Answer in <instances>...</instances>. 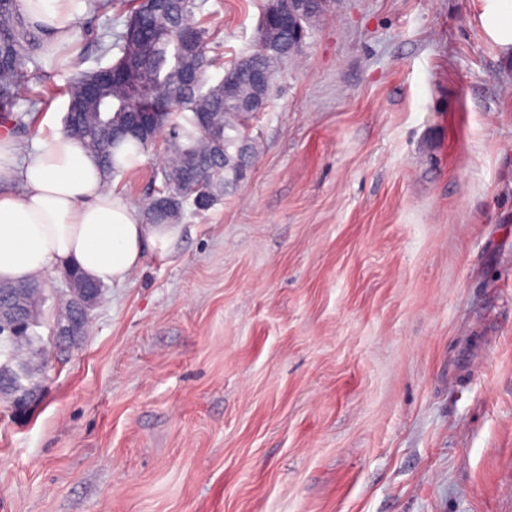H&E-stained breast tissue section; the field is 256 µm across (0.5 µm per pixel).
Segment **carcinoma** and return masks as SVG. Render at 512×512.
I'll list each match as a JSON object with an SVG mask.
<instances>
[{
	"label": "carcinoma",
	"instance_id": "cac0c4a2",
	"mask_svg": "<svg viewBox=\"0 0 512 512\" xmlns=\"http://www.w3.org/2000/svg\"><path fill=\"white\" fill-rule=\"evenodd\" d=\"M16 3L0 0V119L26 128L37 121L47 98L45 91L30 87L36 77L26 67V54L37 35ZM204 7L205 0H165L163 9L155 10L145 0H128L122 28H104L97 45L103 57L117 51L109 63L113 69L141 71L140 92L131 94L128 83L118 79L100 81L99 68L77 71L68 84L64 131L100 163L107 180L124 170L121 160L131 161L156 143L158 127L169 125L176 113L183 115L185 123L173 125L166 139L161 186L145 211L148 224H177L185 204L206 210L226 187L242 182L254 146L242 131L244 112L237 103L266 97L267 86L257 83V74L292 47L288 25L260 28L252 58L234 62L215 84L203 79L189 87L184 72L192 68L199 74L208 66L211 34ZM138 112L157 113L155 127L143 135L129 132ZM1 297L17 301L21 320L40 321L37 284H1Z\"/></svg>",
	"mask_w": 512,
	"mask_h": 512
}]
</instances>
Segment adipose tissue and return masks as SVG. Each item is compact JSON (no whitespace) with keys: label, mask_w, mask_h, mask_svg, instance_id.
Segmentation results:
<instances>
[{"label":"adipose tissue","mask_w":512,"mask_h":512,"mask_svg":"<svg viewBox=\"0 0 512 512\" xmlns=\"http://www.w3.org/2000/svg\"><path fill=\"white\" fill-rule=\"evenodd\" d=\"M18 10L54 54L70 59L88 21L84 0H18ZM173 224L141 223L103 186L99 165L62 132L14 161L0 137V282L20 283L69 265L99 283L124 282L148 246L166 247Z\"/></svg>","instance_id":"adipose-tissue-1"}]
</instances>
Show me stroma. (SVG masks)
I'll return each mask as SVG.
<instances>
[{
    "instance_id": "stroma-1",
    "label": "stroma",
    "mask_w": 512,
    "mask_h": 512,
    "mask_svg": "<svg viewBox=\"0 0 512 512\" xmlns=\"http://www.w3.org/2000/svg\"><path fill=\"white\" fill-rule=\"evenodd\" d=\"M268 0H208V81ZM486 0H332L245 115L256 156L0 396V512H512V50ZM123 0L89 17L76 61ZM54 97L11 130L61 127ZM162 149L116 176L134 211ZM1 371L9 372L10 386L14 389L13 405L17 410H24L33 396V389L23 383L29 375L23 368L12 369L1 364Z\"/></svg>"
}]
</instances>
